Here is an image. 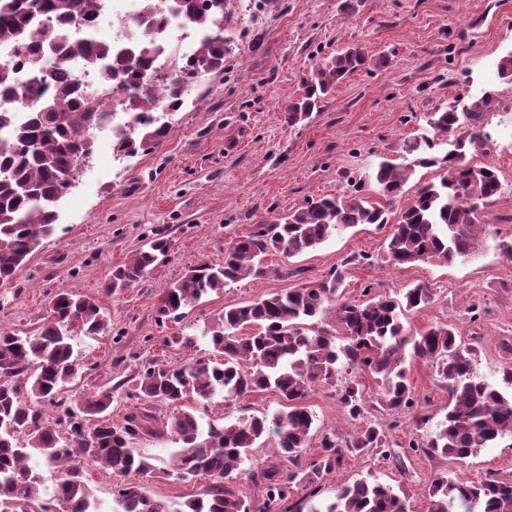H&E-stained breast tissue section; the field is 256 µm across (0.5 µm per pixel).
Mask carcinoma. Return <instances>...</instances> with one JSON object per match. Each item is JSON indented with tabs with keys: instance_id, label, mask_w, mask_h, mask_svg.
<instances>
[{
	"instance_id": "1",
	"label": "carcinoma",
	"mask_w": 512,
	"mask_h": 512,
	"mask_svg": "<svg viewBox=\"0 0 512 512\" xmlns=\"http://www.w3.org/2000/svg\"><path fill=\"white\" fill-rule=\"evenodd\" d=\"M142 2L132 22L143 28L146 38L115 49L99 39L71 41L73 21L93 25L98 0H0V40L12 42L33 70L19 88L14 70L0 66V99L29 108L20 119L14 108L0 105L1 284L15 279L42 240L54 233L57 203L75 187L80 159L93 154V130L105 113L99 98L74 79V56L81 57L88 73L110 61L103 72L106 90L122 92L117 106L128 116L112 128V149L126 157L167 137L168 126L152 112L154 106L178 110L198 74L224 70L228 49L209 30L224 22L225 0H163L162 14L155 0ZM174 8L205 36L170 77L166 95L159 100L151 94L152 62ZM46 52L52 57L47 73L39 66ZM366 64L359 45L314 64L303 80V94L284 108V121L295 126L309 118L337 84ZM488 106L485 98L469 112L453 107L429 112L426 123L432 135L405 143L406 153L418 155L419 166H437L443 175L437 182L419 185L400 207L386 245L388 260L397 265L433 260L451 264L472 255L481 243L480 206L498 196L502 184L493 168L474 166L467 156L488 139L482 122ZM443 144L447 151L440 155L437 148ZM410 175L403 165L382 160L372 175L376 193L367 196L354 184L347 194L311 200L257 225L224 248L223 262L190 267L166 288L160 318L179 322L185 309L210 293L246 278L265 279L277 272L265 263L273 253L294 257L316 249L344 227L389 223ZM168 250L165 237H153L136 250L132 261L112 270L105 292H121L143 281ZM344 281L345 271L337 268L316 285L224 308L206 331L213 352L171 366L153 359L127 379L134 384L128 396L139 405L118 423L112 422L110 391L77 404L62 398L83 372L73 358V341L105 334L107 321L97 298L57 293L50 316L34 331L0 333V512H52L54 499L62 506L60 512H101L81 466L85 460L124 477L114 491L113 512H409L404 491L367 477L337 489L330 502L313 503L322 481L345 460L369 452L388 457L384 429L380 422L365 419L366 402L356 382L338 393L355 430L347 438L324 434L318 457L304 462L315 418L305 403L312 386L332 385L337 374L349 368L367 373L379 387L382 409L399 414L414 405L409 358L430 364L448 389V413L428 438L426 453L465 461L512 437V369L503 371L499 382H489L476 375L473 349L457 340L451 324L437 323L418 334L405 327L406 314L431 302L430 289L415 286L397 300L374 297L346 303L340 300ZM329 316L339 329L320 326ZM266 391L281 399V407L270 416L261 412L223 423L204 422L197 409L182 407L186 401L206 406L217 396L230 407ZM158 405L177 407L165 425L157 416ZM50 406L62 412L58 423L67 427L71 439L62 440L46 424L43 408ZM145 436H169L180 444L176 479L207 476L210 485L203 495L164 504L143 493L139 478L154 468L134 448V441ZM268 440L292 469L285 473L269 465L249 473V479L263 486L257 509L226 481ZM41 461L59 474L47 497L40 494ZM299 488L306 491V511L288 504ZM425 496L428 512H512V484L504 481H463L438 473Z\"/></svg>"
}]
</instances>
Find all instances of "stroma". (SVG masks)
Returning a JSON list of instances; mask_svg holds the SVG:
<instances>
[{
	"instance_id": "stroma-1",
	"label": "stroma",
	"mask_w": 512,
	"mask_h": 512,
	"mask_svg": "<svg viewBox=\"0 0 512 512\" xmlns=\"http://www.w3.org/2000/svg\"><path fill=\"white\" fill-rule=\"evenodd\" d=\"M224 37L223 71L199 74L182 107L165 114L169 132L162 145L119 157L110 137L97 138L60 203L55 233L11 285L0 287V330L33 331L59 291L99 296L108 331L75 341L74 355L88 371L66 397L77 403L112 390L118 422L130 406L119 384L138 363L154 358L176 365L206 355L202 331L224 307L303 287L343 265L342 301L427 286L432 301L409 314L410 331L453 324L461 340L475 346L479 376L494 380L512 368V260L497 247L512 241V80L500 78L497 68L512 53V0H226ZM351 44L363 47L369 66L338 84L303 123L288 126L282 111L301 95L304 74ZM486 97L492 101L484 116L491 143L469 160L496 168L502 190L481 209L490 234L472 256L448 265L395 266L385 252L390 225L360 224L317 249L269 257L275 275L225 287L187 309L183 321L158 324L165 288L188 267L222 261L225 243L308 199L348 190L359 180L365 193H375L371 173L382 158L403 162L404 142L428 130L427 113L451 105L466 110ZM157 234L171 242L168 258L134 287L106 294L113 269ZM178 332L196 336L195 347L163 346L164 336ZM408 374L415 407L394 416L379 406L373 378L361 375L368 410L386 428L388 454L345 461L323 482L321 499L371 476L405 490L412 512H427L424 489L437 473L512 481L510 438L463 463L410 449L444 422L448 391L424 361L410 364ZM306 403L316 416L305 453L311 461L323 434L345 438L353 424L335 387H314ZM135 446L156 467L155 477L143 483L152 499L171 502L207 487L205 476L189 482L171 477L172 439L142 438ZM398 456L403 466H396Z\"/></svg>"
}]
</instances>
